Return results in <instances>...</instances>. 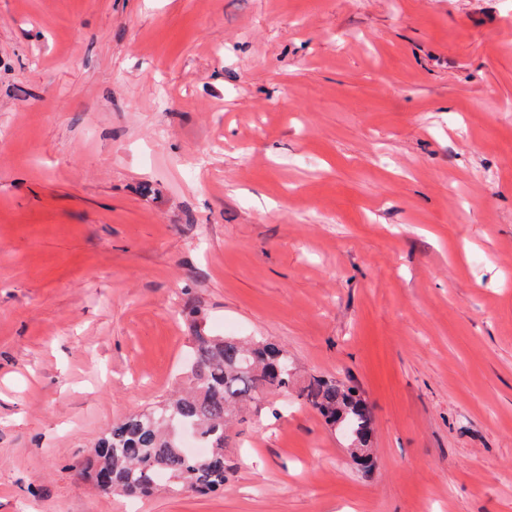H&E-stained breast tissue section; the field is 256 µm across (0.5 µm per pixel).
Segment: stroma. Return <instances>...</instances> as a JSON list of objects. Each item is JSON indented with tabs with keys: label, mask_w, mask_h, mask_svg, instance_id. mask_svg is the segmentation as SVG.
Segmentation results:
<instances>
[{
	"label": "stroma",
	"mask_w": 512,
	"mask_h": 512,
	"mask_svg": "<svg viewBox=\"0 0 512 512\" xmlns=\"http://www.w3.org/2000/svg\"><path fill=\"white\" fill-rule=\"evenodd\" d=\"M355 385L223 491L105 494L189 311ZM0 512H512V0H0Z\"/></svg>",
	"instance_id": "1"
}]
</instances>
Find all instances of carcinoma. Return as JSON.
<instances>
[{"mask_svg":"<svg viewBox=\"0 0 512 512\" xmlns=\"http://www.w3.org/2000/svg\"><path fill=\"white\" fill-rule=\"evenodd\" d=\"M187 390L157 409L129 415L95 444L81 473L106 493L143 496L165 484L171 491L213 492L224 486L229 418L264 396L295 393L342 435L351 459L373 455L371 415L355 387L312 375L297 380L288 350L266 339L214 336L195 327ZM190 431L208 448L191 454Z\"/></svg>","mask_w":512,"mask_h":512,"instance_id":"carcinoma-1","label":"carcinoma"}]
</instances>
